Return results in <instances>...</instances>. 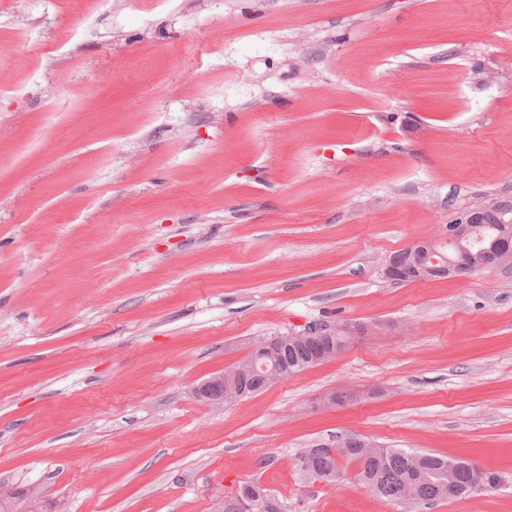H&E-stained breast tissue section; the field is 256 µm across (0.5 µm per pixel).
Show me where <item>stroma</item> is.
Masks as SVG:
<instances>
[{"mask_svg":"<svg viewBox=\"0 0 512 512\" xmlns=\"http://www.w3.org/2000/svg\"><path fill=\"white\" fill-rule=\"evenodd\" d=\"M489 196L512 198V0H0V483L41 512H219L245 484L282 512H512V267L381 272ZM314 320L367 330L196 395ZM336 432L503 483L305 481ZM338 333L345 334V343L336 345V335ZM351 334L352 327L348 324L319 320L306 323L300 330H289L287 333L270 336L260 342L250 353L252 354L250 359L252 368L260 378L255 380L252 385L246 383L245 375L236 381L235 392L237 398L247 397L257 390H263L274 382L288 378V370L303 372L306 368L312 366V363H308V350L303 346L292 344H302L310 347L313 352L312 362L317 363L329 360L343 352ZM288 345L292 346L289 347ZM281 352L278 363L280 365L287 363L288 367L279 369L275 365V359ZM261 358H269L274 362L270 370H268L266 364H263L261 366L263 373H259L257 370V361ZM227 372H221L211 376L196 387V394L210 401H225L224 384Z\"/></svg>","mask_w":512,"mask_h":512,"instance_id":"1","label":"stroma"}]
</instances>
